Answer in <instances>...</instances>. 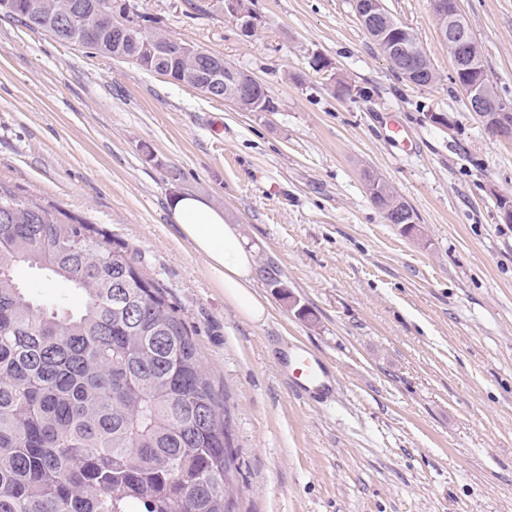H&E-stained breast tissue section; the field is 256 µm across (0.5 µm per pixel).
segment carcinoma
<instances>
[{"label":"carcinoma","mask_w":512,"mask_h":512,"mask_svg":"<svg viewBox=\"0 0 512 512\" xmlns=\"http://www.w3.org/2000/svg\"><path fill=\"white\" fill-rule=\"evenodd\" d=\"M71 2L65 29L38 0L9 15L73 44L103 11L142 39L129 4ZM403 38L414 85L434 83L419 39ZM209 64L182 56L169 76ZM366 183L384 218L409 208L379 176ZM22 266L65 287L51 307L17 282ZM237 473L229 414L163 287L95 226L0 183V512H236Z\"/></svg>","instance_id":"carcinoma-1"}]
</instances>
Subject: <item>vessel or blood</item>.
Here are the masks:
<instances>
[{
	"label": "vessel or blood",
	"instance_id": "1",
	"mask_svg": "<svg viewBox=\"0 0 512 512\" xmlns=\"http://www.w3.org/2000/svg\"><path fill=\"white\" fill-rule=\"evenodd\" d=\"M282 371L292 390L309 399L327 400L335 377L325 356L300 344H282L279 350Z\"/></svg>",
	"mask_w": 512,
	"mask_h": 512
}]
</instances>
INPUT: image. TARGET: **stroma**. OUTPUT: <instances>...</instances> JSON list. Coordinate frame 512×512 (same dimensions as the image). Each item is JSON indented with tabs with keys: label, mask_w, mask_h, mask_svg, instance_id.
<instances>
[{
	"label": "stroma",
	"mask_w": 512,
	"mask_h": 512,
	"mask_svg": "<svg viewBox=\"0 0 512 512\" xmlns=\"http://www.w3.org/2000/svg\"><path fill=\"white\" fill-rule=\"evenodd\" d=\"M129 3L264 84L277 111L1 15L0 183L96 225L165 289L228 409L237 512H512V222L497 207L512 198V141L469 111L430 0H384L438 74L421 87L353 0H248L247 37L218 0ZM460 7L512 105V0ZM392 114L404 140L384 126ZM368 171L413 209L415 233L372 204ZM185 193L252 248L265 322L225 302L173 223L169 200ZM291 336L328 358L334 403L292 394L276 353Z\"/></svg>",
	"instance_id": "35a3bbf8"
}]
</instances>
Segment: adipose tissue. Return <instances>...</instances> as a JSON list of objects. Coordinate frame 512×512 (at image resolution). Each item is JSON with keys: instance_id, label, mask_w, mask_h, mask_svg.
I'll return each mask as SVG.
<instances>
[{"instance_id": "obj_1", "label": "adipose tissue", "mask_w": 512, "mask_h": 512, "mask_svg": "<svg viewBox=\"0 0 512 512\" xmlns=\"http://www.w3.org/2000/svg\"><path fill=\"white\" fill-rule=\"evenodd\" d=\"M172 219L201 254L224 299L249 322L266 317V302L254 287V254L222 210L199 196L183 194L171 201Z\"/></svg>"}]
</instances>
